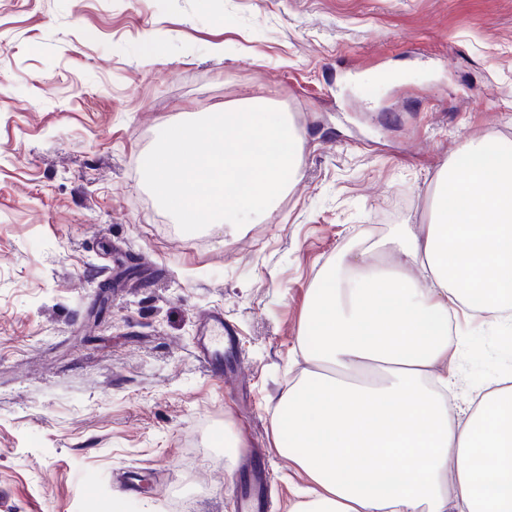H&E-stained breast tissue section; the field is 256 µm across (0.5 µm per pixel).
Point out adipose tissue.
Masks as SVG:
<instances>
[{
    "label": "adipose tissue",
    "mask_w": 512,
    "mask_h": 512,
    "mask_svg": "<svg viewBox=\"0 0 512 512\" xmlns=\"http://www.w3.org/2000/svg\"><path fill=\"white\" fill-rule=\"evenodd\" d=\"M437 194L382 239L396 265L345 256L309 291L271 419L309 480L290 512H512V374L448 409L464 324L512 334V144L467 145Z\"/></svg>",
    "instance_id": "adipose-tissue-1"
}]
</instances>
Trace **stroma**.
I'll use <instances>...</instances> for the list:
<instances>
[{
  "instance_id": "1",
  "label": "stroma",
  "mask_w": 512,
  "mask_h": 512,
  "mask_svg": "<svg viewBox=\"0 0 512 512\" xmlns=\"http://www.w3.org/2000/svg\"><path fill=\"white\" fill-rule=\"evenodd\" d=\"M255 97L301 136L297 180L242 227L182 232L145 156ZM489 136L512 141V0H0V512H235L246 450L288 512L305 476L271 411L314 342L309 288L346 250L378 258L373 228L428 223ZM211 312L232 386L194 355ZM510 371L471 337L453 407Z\"/></svg>"
}]
</instances>
